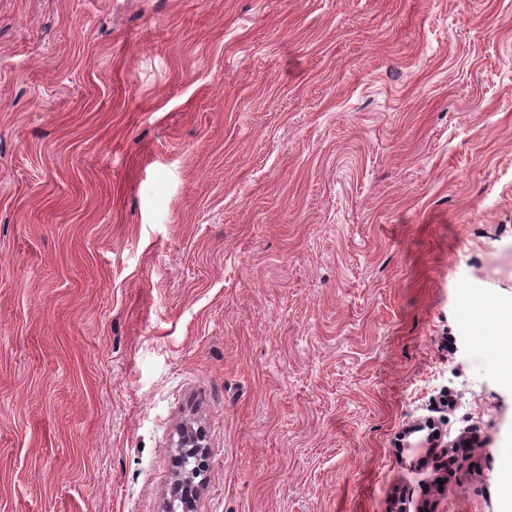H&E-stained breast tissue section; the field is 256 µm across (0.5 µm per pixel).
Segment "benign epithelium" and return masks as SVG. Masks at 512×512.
Returning <instances> with one entry per match:
<instances>
[{
  "label": "benign epithelium",
  "instance_id": "benign-epithelium-1",
  "mask_svg": "<svg viewBox=\"0 0 512 512\" xmlns=\"http://www.w3.org/2000/svg\"><path fill=\"white\" fill-rule=\"evenodd\" d=\"M176 448L179 450L177 472L165 502L164 512H194L195 501L199 498L203 481L199 480L205 468L203 453L205 445L201 432L182 427L178 433Z\"/></svg>",
  "mask_w": 512,
  "mask_h": 512
}]
</instances>
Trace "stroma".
I'll return each instance as SVG.
<instances>
[{"label": "stroma", "instance_id": "1", "mask_svg": "<svg viewBox=\"0 0 512 512\" xmlns=\"http://www.w3.org/2000/svg\"><path fill=\"white\" fill-rule=\"evenodd\" d=\"M509 302L512 0H0V512H502ZM175 448H178L177 472L170 490V498L165 502L164 512H176L182 508V512H194L195 501L199 498L200 488L204 477L196 482L205 468L203 448V436L200 431H195L183 426L178 433Z\"/></svg>", "mask_w": 512, "mask_h": 512}]
</instances>
